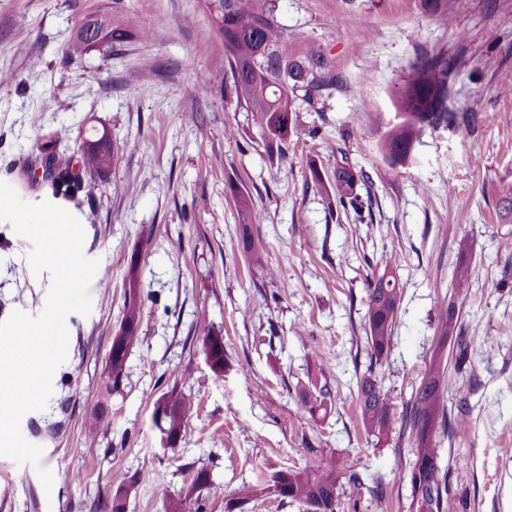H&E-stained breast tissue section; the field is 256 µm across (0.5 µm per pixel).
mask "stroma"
Listing matches in <instances>:
<instances>
[{"instance_id":"stroma-1","label":"stroma","mask_w":512,"mask_h":512,"mask_svg":"<svg viewBox=\"0 0 512 512\" xmlns=\"http://www.w3.org/2000/svg\"><path fill=\"white\" fill-rule=\"evenodd\" d=\"M277 6L280 24L305 32L342 78L300 113L282 159L266 154L251 113L210 82L225 54L205 0H0V70L16 76L0 87V180L26 201L48 199L32 167L62 127L69 138L60 148L70 156H79L94 119L121 148L107 175L63 204L84 229L85 255L108 274L110 294L91 282L90 314L68 317L53 395L20 421L23 437L43 448L40 463L0 456V512H97L113 476L127 471L140 481L126 512H164L203 466L215 485L208 512H224L225 497L260 472L332 455L346 469L385 473L386 512H408L410 455L367 437L354 400L355 370L367 363L366 280L389 255L401 297L381 374L397 418L437 345L454 266L462 257L470 265L462 323L476 373L459 374L452 392L466 402L469 425L441 446L469 512H512V224L495 211L496 188L512 183V95L499 91L512 73V0H457L448 26L420 0ZM116 9L166 25L155 40L132 38L106 59L96 51L63 57L86 15ZM422 49L467 59L448 106L477 120L427 129L408 164L394 167L379 139L396 116L391 93ZM344 156L369 177L370 219L326 198ZM238 191L253 203L246 226ZM246 227L268 242L261 262L243 248ZM31 250L0 222V322L45 304L50 275L33 273ZM133 276L144 299L140 339L127 387L92 443L85 422ZM210 329L224 336L220 377L201 352ZM320 373L334 397L313 416L302 402L309 376ZM174 385L191 400L192 418L180 442L166 446L151 414ZM41 467L53 475L51 490Z\"/></svg>"}]
</instances>
